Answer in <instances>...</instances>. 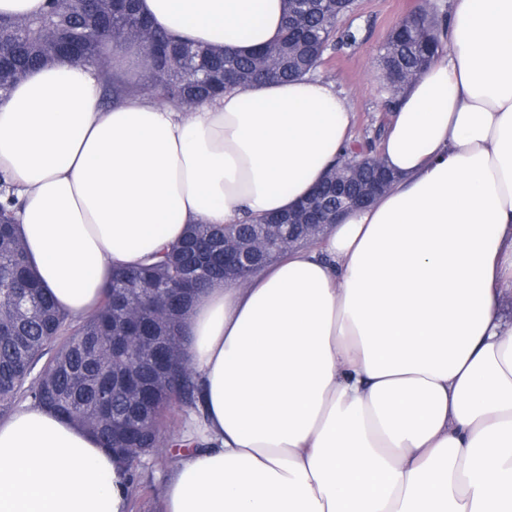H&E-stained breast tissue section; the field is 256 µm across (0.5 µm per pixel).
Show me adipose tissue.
<instances>
[{"label":"adipose tissue","mask_w":512,"mask_h":512,"mask_svg":"<svg viewBox=\"0 0 512 512\" xmlns=\"http://www.w3.org/2000/svg\"><path fill=\"white\" fill-rule=\"evenodd\" d=\"M448 3L444 51L378 147L392 188L316 247L197 298L200 413L163 512H512V0ZM139 6L218 52L283 28V0ZM101 95L62 57L0 101V178L37 276L74 317L189 225L288 211L353 142L347 100L308 76L188 111ZM122 481L54 412L0 419V512H126Z\"/></svg>","instance_id":"adipose-tissue-1"}]
</instances>
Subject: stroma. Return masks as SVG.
I'll return each mask as SVG.
<instances>
[{
  "mask_svg": "<svg viewBox=\"0 0 512 512\" xmlns=\"http://www.w3.org/2000/svg\"><path fill=\"white\" fill-rule=\"evenodd\" d=\"M424 1L356 0L352 12L339 22L340 28L357 31L358 42L350 48L328 51L314 76L331 83L356 112L355 141L377 142L384 133L391 110L383 89L380 48L393 28L417 12ZM171 465L166 458L146 459L141 486L133 493L128 512H160L163 478Z\"/></svg>",
  "mask_w": 512,
  "mask_h": 512,
  "instance_id": "obj_1",
  "label": "stroma"
}]
</instances>
